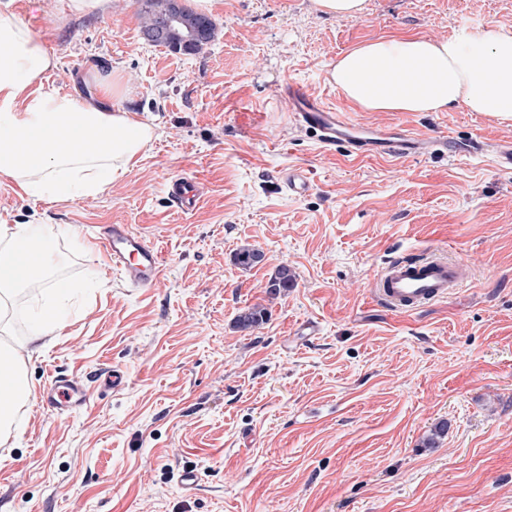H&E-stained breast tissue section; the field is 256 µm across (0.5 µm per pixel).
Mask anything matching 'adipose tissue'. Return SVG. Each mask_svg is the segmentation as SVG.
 <instances>
[{
    "label": "adipose tissue",
    "mask_w": 512,
    "mask_h": 512,
    "mask_svg": "<svg viewBox=\"0 0 512 512\" xmlns=\"http://www.w3.org/2000/svg\"><path fill=\"white\" fill-rule=\"evenodd\" d=\"M58 66L21 20L15 0H0V177L48 203L93 197L124 178L156 137L135 113L113 105L117 81L96 73L94 95L46 90ZM327 79L367 112H444L453 106L512 121V31L487 25L457 28L432 40L407 37L359 44L339 55ZM51 224H0V317L16 296L42 284L44 309L28 342L62 329L69 319L68 283L49 282L58 261ZM27 246L28 265L19 263ZM31 384L24 369L0 373V439L19 428L14 407Z\"/></svg>",
    "instance_id": "adipose-tissue-1"
}]
</instances>
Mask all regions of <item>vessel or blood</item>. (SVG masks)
<instances>
[{"mask_svg": "<svg viewBox=\"0 0 512 512\" xmlns=\"http://www.w3.org/2000/svg\"><path fill=\"white\" fill-rule=\"evenodd\" d=\"M281 94L292 105L296 120L329 146L346 144L351 152L362 156L423 153L431 141L380 133L349 121L342 113L327 107L303 85L286 84ZM168 197L174 208L189 212L196 208L201 195L194 182L183 178L170 180ZM99 244L110 257L113 268L130 286L155 288L160 284L161 260L157 249L129 225L111 224L101 234ZM461 263L446 256L432 255L409 260H395L384 267L373 285V294L389 310L404 314L419 307L448 298L463 286ZM90 396L76 378L55 375L38 391V406L63 405L81 407Z\"/></svg>", "mask_w": 512, "mask_h": 512, "instance_id": "1", "label": "vessel or blood"}]
</instances>
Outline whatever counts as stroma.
Instances as JSON below:
<instances>
[{
	"instance_id": "obj_1",
	"label": "stroma",
	"mask_w": 512,
	"mask_h": 512,
	"mask_svg": "<svg viewBox=\"0 0 512 512\" xmlns=\"http://www.w3.org/2000/svg\"><path fill=\"white\" fill-rule=\"evenodd\" d=\"M143 6L16 3L59 61L46 88L112 73L116 105L157 137L94 197L50 205L0 178V224L60 226L56 274L82 288L37 345L26 338L39 290L25 289L5 340L33 386L60 373L94 393L68 411L18 405L21 430L0 445V512H512V170L490 149L512 141V124L460 107L365 112L326 78L367 41L512 29V0H366L358 18L312 0H224L194 54L148 43ZM291 81L356 124L453 150L323 147L279 93ZM298 167L312 180L303 197L282 182ZM174 178L201 183L194 211L171 206ZM102 224L155 245L160 288L110 270L91 234ZM244 245L264 255L247 270L234 259ZM438 251L467 266L461 294L410 314L372 300L389 260ZM281 265L296 286L272 299ZM255 304L267 322L236 330ZM113 365L128 375L118 393L99 377Z\"/></svg>"
}]
</instances>
